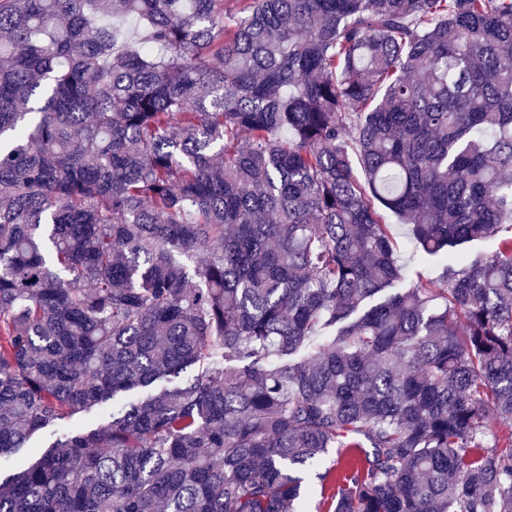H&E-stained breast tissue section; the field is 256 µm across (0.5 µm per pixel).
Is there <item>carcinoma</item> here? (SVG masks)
Wrapping results in <instances>:
<instances>
[{"mask_svg": "<svg viewBox=\"0 0 512 512\" xmlns=\"http://www.w3.org/2000/svg\"><path fill=\"white\" fill-rule=\"evenodd\" d=\"M504 224L512 0H0V512H512ZM387 222L392 224V231L397 243V256L399 263L404 265L406 279L396 282L395 288H408L409 281L419 274L427 279H436L442 274V266L433 259L421 261L415 241L409 227L405 224H397L396 218L385 213ZM73 422V420L61 421L57 425L36 434L29 442L28 448H22L16 454L11 456H2V458H0L1 477L17 470L22 463L28 462L37 453V451L44 449L39 447L47 446L57 438L61 437Z\"/></svg>", "mask_w": 512, "mask_h": 512, "instance_id": "1", "label": "carcinoma"}]
</instances>
